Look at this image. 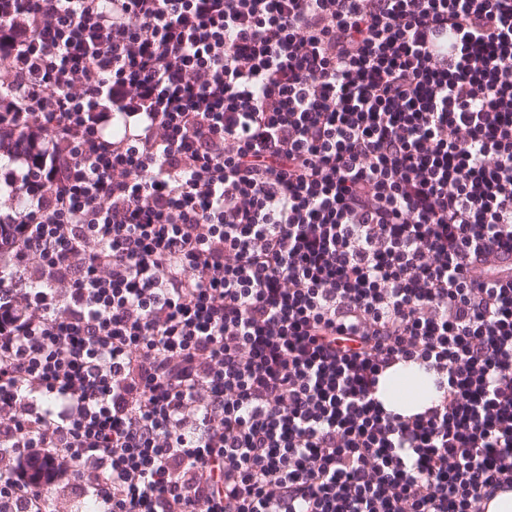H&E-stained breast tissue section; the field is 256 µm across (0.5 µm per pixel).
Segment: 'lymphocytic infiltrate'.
<instances>
[{
	"instance_id": "f902f5d3",
	"label": "lymphocytic infiltrate",
	"mask_w": 512,
	"mask_h": 512,
	"mask_svg": "<svg viewBox=\"0 0 512 512\" xmlns=\"http://www.w3.org/2000/svg\"><path fill=\"white\" fill-rule=\"evenodd\" d=\"M0 130V512L512 490V0H0ZM407 375L421 377L426 384L427 391L423 396L416 395L411 400L397 398L392 393L393 382ZM440 393L436 387V376L428 372L416 362H400L388 369L381 377L378 385L377 397L385 410L398 413L403 416H411L423 412L432 402L436 401ZM51 495L54 498L57 512H74L79 501L81 502V511L79 512H86L84 505L90 501V498L85 496L82 485L77 481H71L63 488L52 489Z\"/></svg>"
}]
</instances>
